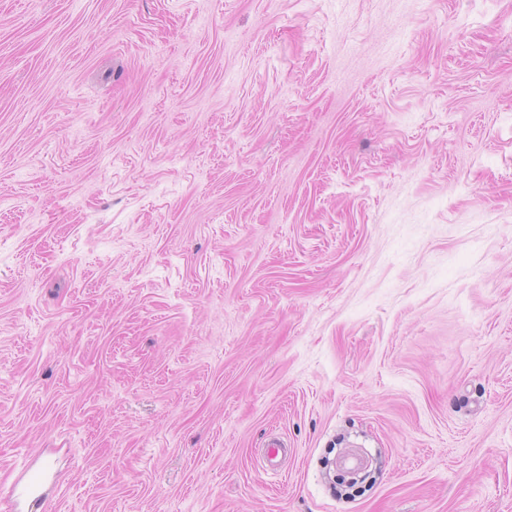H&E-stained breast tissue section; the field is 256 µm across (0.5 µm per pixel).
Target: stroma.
<instances>
[{
	"label": "stroma",
	"instance_id": "1",
	"mask_svg": "<svg viewBox=\"0 0 512 512\" xmlns=\"http://www.w3.org/2000/svg\"><path fill=\"white\" fill-rule=\"evenodd\" d=\"M0 512H512V0H0Z\"/></svg>",
	"mask_w": 512,
	"mask_h": 512
}]
</instances>
